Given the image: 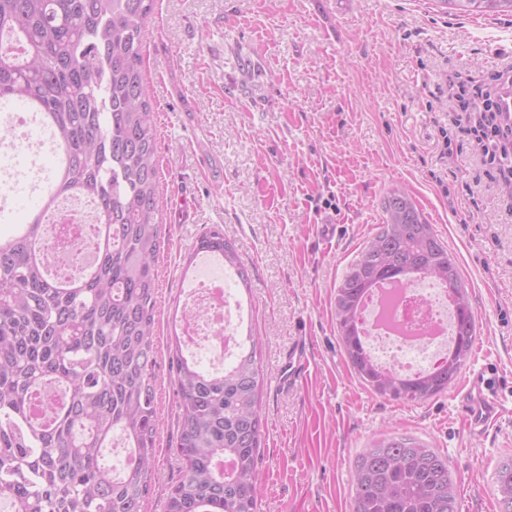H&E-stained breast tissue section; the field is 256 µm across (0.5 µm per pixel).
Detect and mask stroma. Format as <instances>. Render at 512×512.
<instances>
[{"label":"stroma","mask_w":512,"mask_h":512,"mask_svg":"<svg viewBox=\"0 0 512 512\" xmlns=\"http://www.w3.org/2000/svg\"><path fill=\"white\" fill-rule=\"evenodd\" d=\"M157 129L156 468L144 512L180 477L170 335L197 239L219 226L251 284L261 340L260 512H351L371 438H415L445 456L461 512H498L512 456V193L470 136L439 129L456 84L512 64V17L447 15L434 0H157L143 33ZM405 188L458 263L478 321L476 366L500 419L470 433L453 392L382 397L340 339L336 285ZM335 220L334 229L322 225ZM306 352L291 383L290 347ZM499 512H512V457L503 459L497 470Z\"/></svg>","instance_id":"35a3bbf8"}]
</instances>
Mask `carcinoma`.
Listing matches in <instances>:
<instances>
[{
    "instance_id": "cac0c4a2",
    "label": "carcinoma",
    "mask_w": 512,
    "mask_h": 512,
    "mask_svg": "<svg viewBox=\"0 0 512 512\" xmlns=\"http://www.w3.org/2000/svg\"><path fill=\"white\" fill-rule=\"evenodd\" d=\"M453 14L512 16V0H437ZM156 0H0V107L37 114L55 135L52 178L20 228L0 233V499L10 512H143L156 453V260L159 175L154 108L144 82L143 28ZM84 197L96 211L92 263L48 274L44 216ZM383 222L336 285L335 314L358 378L373 392L418 402L448 391L477 336L458 263L409 194L392 189ZM195 253L238 270L219 227ZM418 275L448 288L455 349L417 377L377 368L357 324L377 284ZM259 340L247 329L235 360L209 373L174 335L182 479L165 512H257L263 436ZM64 391L41 415V394ZM120 431L122 473L103 450ZM499 512H512V457L497 470ZM352 512H460L448 459L382 434L354 463Z\"/></svg>"
}]
</instances>
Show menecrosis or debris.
Listing matches in <instances>:
<instances>
[{"label":"necrosis or debris","instance_id":"necrosis-or-debris-1","mask_svg":"<svg viewBox=\"0 0 512 512\" xmlns=\"http://www.w3.org/2000/svg\"><path fill=\"white\" fill-rule=\"evenodd\" d=\"M11 138L25 161L0 172V210H6L18 187L38 189L36 163L53 144L35 113L10 115ZM93 204L83 198L60 203L47 226L50 250L48 273L71 276L75 264L62 261L65 247L88 246L93 224L88 211ZM235 272L213 256L202 257L195 277L184 292L190 316L184 322L188 336L183 348L189 358L206 354L211 363L223 364L239 350L246 320L243 306L231 288ZM453 306L442 289L415 277L401 288L384 286L358 319L368 355L379 367L403 376L422 374L444 362L453 343Z\"/></svg>","mask_w":512,"mask_h":512}]
</instances>
